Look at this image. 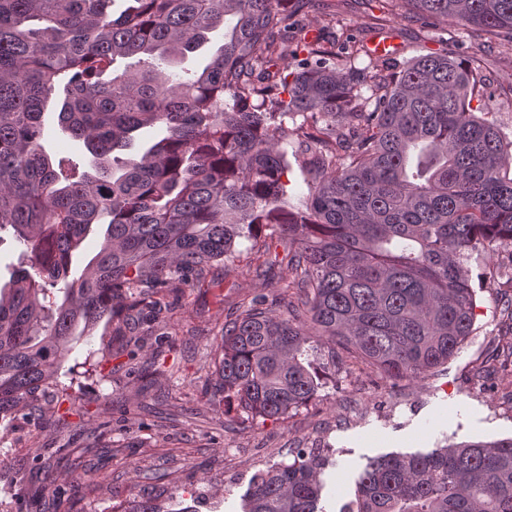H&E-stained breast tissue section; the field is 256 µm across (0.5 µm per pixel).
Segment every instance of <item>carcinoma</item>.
Wrapping results in <instances>:
<instances>
[{
  "instance_id": "carcinoma-1",
  "label": "carcinoma",
  "mask_w": 512,
  "mask_h": 512,
  "mask_svg": "<svg viewBox=\"0 0 512 512\" xmlns=\"http://www.w3.org/2000/svg\"><path fill=\"white\" fill-rule=\"evenodd\" d=\"M122 2L120 10L114 9ZM0 0V242L26 264L0 287V425L60 380L98 327L148 324L182 288H207L237 246L268 249L270 227L296 290L286 311L256 297L224 325L213 392L287 419L322 387L311 357L362 366L396 388L434 373L473 332L464 260L512 247V139L475 115L479 78L432 52L394 66L353 38H315L288 74L282 33L310 0ZM452 37L506 34L512 0H404ZM195 71L167 74L217 29ZM364 54L368 64L354 60ZM345 57V64L336 58ZM89 168L43 145L47 105ZM164 135L122 159L138 133ZM304 176L288 210V145ZM94 224L105 242L77 279L73 252ZM330 465L299 448L251 481L241 512H324ZM351 512H512V437L449 442L368 462Z\"/></svg>"
}]
</instances>
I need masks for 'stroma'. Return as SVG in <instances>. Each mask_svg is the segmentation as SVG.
I'll return each mask as SVG.
<instances>
[{
    "label": "stroma",
    "mask_w": 512,
    "mask_h": 512,
    "mask_svg": "<svg viewBox=\"0 0 512 512\" xmlns=\"http://www.w3.org/2000/svg\"><path fill=\"white\" fill-rule=\"evenodd\" d=\"M377 0H314L296 17L289 42L303 35L379 38ZM399 61L437 48L436 32L420 18L391 29ZM499 38L466 40L456 55L484 83L481 101L512 137V55ZM281 245L270 254H243L236 270L212 269L210 288H184L173 313L144 335L93 334L69 354L63 374L83 373L90 352L108 347L99 376L74 385L71 399L39 397L41 424L18 421L0 443V507L26 499L30 512H130L148 497L191 512H239L252 475L288 460L291 450L329 452L321 505L341 512L354 497L368 458L426 452L444 438L512 436V362L502 338L512 331V252L473 253L466 263L476 291L474 331L439 373L399 387L380 386L353 368L324 369L323 386L285 420L228 408L211 388L213 359L225 322L256 295L288 303V265ZM41 453V469L28 460Z\"/></svg>",
    "instance_id": "35a3bbf8"
}]
</instances>
